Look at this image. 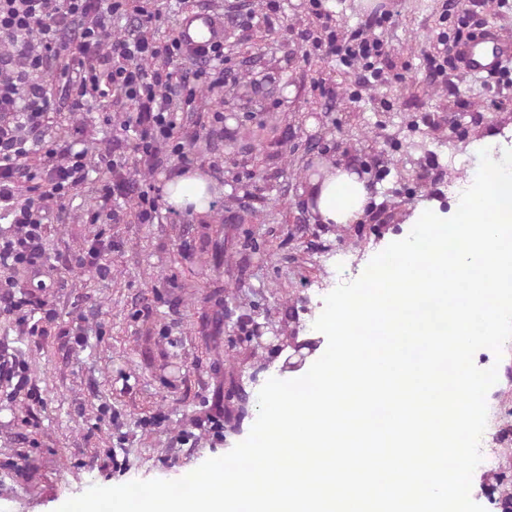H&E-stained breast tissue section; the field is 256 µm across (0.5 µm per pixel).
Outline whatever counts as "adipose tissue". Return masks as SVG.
<instances>
[{
  "label": "adipose tissue",
  "instance_id": "1",
  "mask_svg": "<svg viewBox=\"0 0 512 512\" xmlns=\"http://www.w3.org/2000/svg\"><path fill=\"white\" fill-rule=\"evenodd\" d=\"M166 192V201L173 209L191 208L203 214L209 208L208 183L198 174L174 177L167 182ZM306 201L314 223H355L371 206L368 179L348 162L329 164L324 177L310 180Z\"/></svg>",
  "mask_w": 512,
  "mask_h": 512
}]
</instances>
